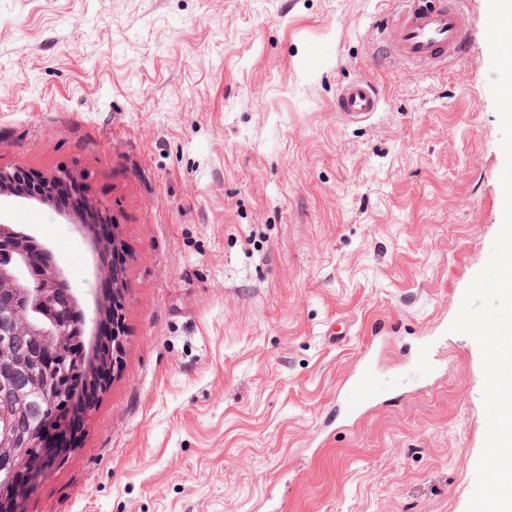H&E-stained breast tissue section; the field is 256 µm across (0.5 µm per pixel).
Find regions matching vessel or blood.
Returning a JSON list of instances; mask_svg holds the SVG:
<instances>
[{
  "label": "vessel or blood",
  "instance_id": "vessel-or-blood-1",
  "mask_svg": "<svg viewBox=\"0 0 512 512\" xmlns=\"http://www.w3.org/2000/svg\"><path fill=\"white\" fill-rule=\"evenodd\" d=\"M467 21L463 13L446 5H426L409 0L400 19L392 47L411 63H439L461 55L466 44ZM381 107V99L370 81L360 79L344 85L336 100V109L345 117L366 120ZM348 418H359L376 400L370 370L354 375L340 392Z\"/></svg>",
  "mask_w": 512,
  "mask_h": 512
}]
</instances>
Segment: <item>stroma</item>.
Listing matches in <instances>:
<instances>
[{
    "label": "stroma",
    "mask_w": 512,
    "mask_h": 512,
    "mask_svg": "<svg viewBox=\"0 0 512 512\" xmlns=\"http://www.w3.org/2000/svg\"><path fill=\"white\" fill-rule=\"evenodd\" d=\"M447 68L392 54L404 0H0V195L85 311L124 250L120 364L23 512H466L481 352L450 331L503 220L488 0ZM371 81L354 123L341 87ZM382 396L338 393L371 340ZM381 99L370 81L360 79L344 85L336 100V109L345 117L367 120L379 112ZM70 176H55L52 179L46 180L34 174H31L23 169H3L0 168V190L2 192L12 193L17 192L16 186L19 182L29 180L32 178L35 181H47L48 183H66V179Z\"/></svg>",
    "instance_id": "obj_1"
}]
</instances>
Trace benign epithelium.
Returning <instances> with one entry per match:
<instances>
[{"label":"benign epithelium","mask_w":512,"mask_h":512,"mask_svg":"<svg viewBox=\"0 0 512 512\" xmlns=\"http://www.w3.org/2000/svg\"><path fill=\"white\" fill-rule=\"evenodd\" d=\"M41 177L23 169L0 168V190L16 191L19 182ZM25 267L33 285H19L13 268ZM37 313L41 319L35 320ZM103 305L95 301L86 314L64 273L46 256L33 237L0 225V512H21L11 480L23 472L25 485L38 480L42 463L51 462L67 448L68 408L75 391L60 383L70 377L72 338L96 334ZM108 346L111 363L124 348L119 315L112 314ZM46 394L48 409L36 424L24 416L23 387Z\"/></svg>","instance_id":"obj_1"}]
</instances>
